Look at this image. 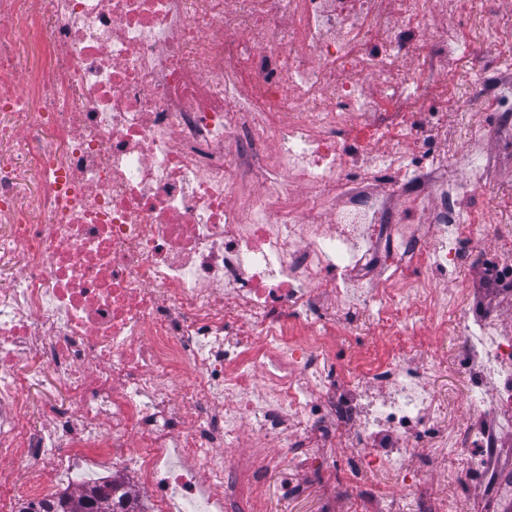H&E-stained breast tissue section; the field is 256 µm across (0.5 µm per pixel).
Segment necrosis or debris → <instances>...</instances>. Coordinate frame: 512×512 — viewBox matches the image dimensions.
Segmentation results:
<instances>
[{
  "instance_id": "obj_1",
  "label": "necrosis or debris",
  "mask_w": 512,
  "mask_h": 512,
  "mask_svg": "<svg viewBox=\"0 0 512 512\" xmlns=\"http://www.w3.org/2000/svg\"><path fill=\"white\" fill-rule=\"evenodd\" d=\"M481 32L512 41L490 0H0V507L112 470L140 512H266L275 471L322 512L344 487L349 512H467L475 482L512 508V324L464 313L459 277L512 296V71L482 61L481 124L438 139ZM47 381L67 401L35 428ZM435 386L441 391L448 394V397L454 400V411L448 415V430L457 431L462 427L463 423V405L468 389L467 378L452 368L448 369V379L439 380Z\"/></svg>"
}]
</instances>
